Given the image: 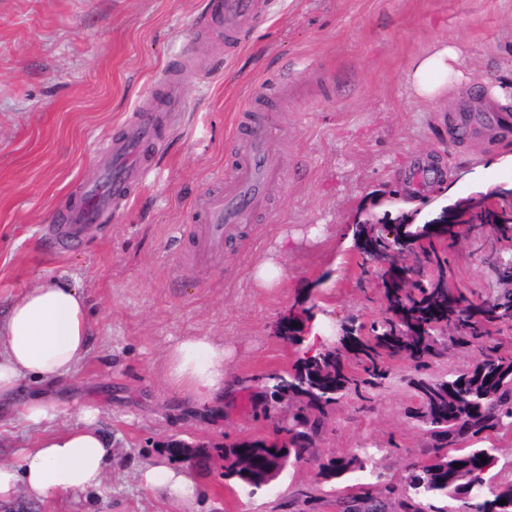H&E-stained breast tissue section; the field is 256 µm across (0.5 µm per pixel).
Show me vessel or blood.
<instances>
[{
	"label": "vessel or blood",
	"mask_w": 512,
	"mask_h": 512,
	"mask_svg": "<svg viewBox=\"0 0 512 512\" xmlns=\"http://www.w3.org/2000/svg\"><path fill=\"white\" fill-rule=\"evenodd\" d=\"M268 9L264 0H214V13L224 21L228 49L242 44ZM164 108L163 102L150 95L140 101L134 120L105 149L111 159L110 173L86 186L82 203L71 209L64 224L58 226V237H74L80 225L119 210L132 189L142 186L146 174L143 160L158 140ZM504 121V116L492 112H461L450 117L449 128L475 137ZM229 166L223 191L201 195L194 203L199 216L198 223L191 227L195 262L202 263L222 253L225 243L239 234L242 225L250 223L254 208L265 200L278 180L268 131L257 121L253 108H246L239 116Z\"/></svg>",
	"instance_id": "vessel-or-blood-1"
}]
</instances>
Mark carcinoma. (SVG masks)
<instances>
[{
  "label": "carcinoma",
  "mask_w": 512,
  "mask_h": 512,
  "mask_svg": "<svg viewBox=\"0 0 512 512\" xmlns=\"http://www.w3.org/2000/svg\"><path fill=\"white\" fill-rule=\"evenodd\" d=\"M468 224L512 225V206L490 204L466 220ZM398 252H419L435 264V276L411 282L400 291L385 292L387 310L399 320L374 321L369 335L355 338L351 347L327 352L325 367L304 357L293 371L274 372L265 377V396L280 403L286 395L302 392L297 412L278 423L269 438H247L216 449L218 458H244L247 466L237 471L234 483L241 491L253 494L266 486L264 475L284 471L308 453L310 431L321 424L339 400L350 392L378 388L389 379L386 361L409 357L420 368H427L437 346L446 339L450 325L475 340L490 336L496 322L512 321V299L502 302L464 303L461 293L448 280V261L436 244L454 236L452 227L441 224H397ZM353 355L365 376L355 371L347 359ZM512 356L488 346L482 358L464 371L446 379L425 378L414 383L423 407V417L437 439L435 455L421 464L411 465L408 487L415 497L465 498L470 512H512V483L499 486L496 496L486 494V474L493 462V449L479 443L497 430H512ZM487 462H482L481 458ZM361 465L358 456L332 458L321 466L320 474L341 477ZM506 504L501 505L499 501ZM354 504L366 512H378L386 502L366 490L343 501L342 512Z\"/></svg>",
  "instance_id": "carcinoma-1"
}]
</instances>
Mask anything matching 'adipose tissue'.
<instances>
[{"label": "adipose tissue", "instance_id": "ef3b65f1", "mask_svg": "<svg viewBox=\"0 0 512 512\" xmlns=\"http://www.w3.org/2000/svg\"><path fill=\"white\" fill-rule=\"evenodd\" d=\"M458 50L442 42L421 57L409 74L415 94L432 100L444 96L460 77ZM91 328L86 297L71 284L50 281L27 289L0 314V404H9L13 423L35 430L31 447L0 461V504L17 496L67 499L99 487L112 463V444L99 425V411L76 408L46 395L87 358ZM223 341L185 336L170 346L166 371L170 386L199 403L212 404L228 384ZM39 386L27 392L25 383ZM140 483L165 491L178 501L199 496L194 472L165 461L142 469Z\"/></svg>", "mask_w": 512, "mask_h": 512}]
</instances>
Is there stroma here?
Masks as SVG:
<instances>
[{
  "instance_id": "35a3bbf8",
  "label": "stroma",
  "mask_w": 512,
  "mask_h": 512,
  "mask_svg": "<svg viewBox=\"0 0 512 512\" xmlns=\"http://www.w3.org/2000/svg\"><path fill=\"white\" fill-rule=\"evenodd\" d=\"M208 0H0V309L26 289L64 276L89 307L90 351L60 401L96 405L112 441V465L91 494L64 502L18 497L8 512H185L144 488L139 470L170 457L180 440L221 447L272 435L295 412L264 395L266 375L291 367L303 345L284 340V315L309 309L334 336L365 335L386 314L381 275L352 242L357 224H401L392 192L419 168L440 176L413 193L416 223L473 194L512 186V138H452L449 114L481 107L490 87L512 85V0H278L248 43L224 54V27L200 21ZM462 51L465 81L437 101L408 84L439 41ZM193 79L166 112L145 185L121 213L84 226L62 249L48 237L82 186L106 162L145 93L168 69ZM287 84L268 107L283 179L265 211L222 255L194 263L185 229L196 198L224 184L234 118L266 89ZM294 241L278 287H258L254 264L281 233ZM444 253L470 301L512 295L497 258L512 257V231L461 226ZM189 335L233 351L237 388L199 405L166 382V353ZM476 343L442 347L429 368L408 359L368 400L348 395L312 439L307 460L250 495L220 467L196 469L205 489L195 512H338L364 484L393 487L404 512L407 467L427 461L433 440L418 415L420 376L441 378L481 356ZM366 446L364 470L325 479L319 465Z\"/></svg>"
}]
</instances>
